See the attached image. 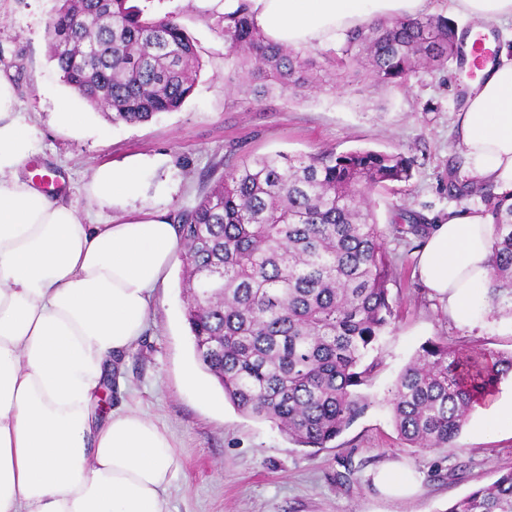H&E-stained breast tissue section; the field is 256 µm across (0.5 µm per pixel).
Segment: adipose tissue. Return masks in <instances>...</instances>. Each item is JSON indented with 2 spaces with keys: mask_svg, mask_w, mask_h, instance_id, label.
Masks as SVG:
<instances>
[{
  "mask_svg": "<svg viewBox=\"0 0 512 512\" xmlns=\"http://www.w3.org/2000/svg\"><path fill=\"white\" fill-rule=\"evenodd\" d=\"M272 43L332 47L374 17L422 14L427 0H249ZM0 77V512H168L180 468L168 429L117 407L93 406L116 359L143 336L155 288L180 246L165 210L111 224L80 216L31 187L18 169L29 128L13 119ZM478 178L512 192V52L501 49L457 119ZM100 197L134 194L135 163L100 167ZM495 228L452 211L417 254L419 276L459 328H473L491 272Z\"/></svg>",
  "mask_w": 512,
  "mask_h": 512,
  "instance_id": "obj_1",
  "label": "adipose tissue"
}]
</instances>
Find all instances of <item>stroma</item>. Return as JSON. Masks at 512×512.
Listing matches in <instances>:
<instances>
[{
	"label": "stroma",
	"instance_id": "obj_1",
	"mask_svg": "<svg viewBox=\"0 0 512 512\" xmlns=\"http://www.w3.org/2000/svg\"><path fill=\"white\" fill-rule=\"evenodd\" d=\"M54 0H0V74L16 87V117L30 128L21 177L52 171L58 193L78 213L100 223L156 209L178 214L194 205L215 175L214 162L239 163L282 152L291 156L356 148L414 158L409 183L372 192L377 222L394 265L388 283L398 318L372 355L380 362L362 392L364 414L335 442L304 448L270 422L240 413L197 364L185 320L183 263L175 261L157 288L146 333L112 369V384L98 402L99 415L126 404L164 423L175 437L181 470L170 493V512H447L473 487L512 468V431L488 425L472 412L453 445L437 451L408 447L387 403L404 366L421 346L438 338L467 349L512 352V313L484 309L473 329L457 328L431 298L416 271L423 236L400 241L391 224L398 210L425 218L433 230L449 211L471 209L450 198L442 177L456 168L473 178L460 141L457 114L468 79L456 63L422 69L404 87L358 84L324 89L303 101L271 95L254 103L241 79H228L227 46L220 34L224 11L194 0H154L195 40L202 61L193 95L175 112L138 125L111 124L71 95L48 54ZM70 98L84 113L81 126L62 125L58 103ZM137 159V192L120 203L99 198L93 178L104 165ZM409 467L418 483L409 499H389L373 484L390 462Z\"/></svg>",
	"mask_w": 512,
	"mask_h": 512
}]
</instances>
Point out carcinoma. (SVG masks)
I'll list each match as a JSON object with an SVG mask.
<instances>
[{
    "label": "carcinoma",
    "instance_id": "carcinoma-1",
    "mask_svg": "<svg viewBox=\"0 0 512 512\" xmlns=\"http://www.w3.org/2000/svg\"><path fill=\"white\" fill-rule=\"evenodd\" d=\"M151 0H56L49 58L85 103L114 123L151 121L192 95L202 62L172 15ZM229 71L253 101L278 91L303 96L336 80L403 87L422 68L464 61L443 17L374 18L347 35L341 55L317 57L268 42L247 0L223 16ZM222 173L176 218L184 246L185 317L201 368L243 414L276 425L305 448H325L369 406L360 392L378 363L366 362L394 323L393 265L369 201L371 191L412 178L413 160L350 150L220 160ZM457 198L477 199L495 227L487 296L512 312V203L480 179L444 175ZM401 210V234L421 231ZM512 372V353L426 342L391 389L395 428L411 448H446L474 404ZM448 512H512V470L457 500Z\"/></svg>",
    "mask_w": 512,
    "mask_h": 512
}]
</instances>
